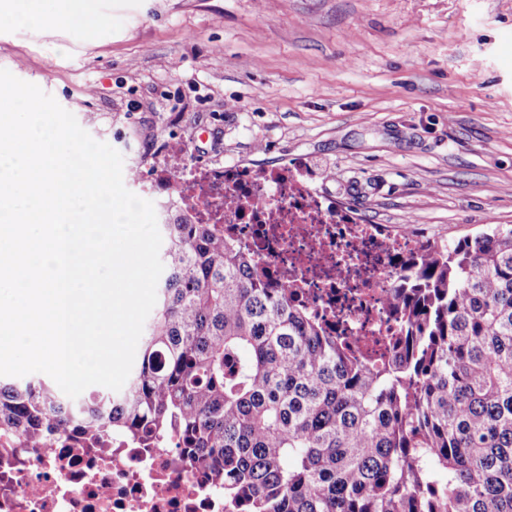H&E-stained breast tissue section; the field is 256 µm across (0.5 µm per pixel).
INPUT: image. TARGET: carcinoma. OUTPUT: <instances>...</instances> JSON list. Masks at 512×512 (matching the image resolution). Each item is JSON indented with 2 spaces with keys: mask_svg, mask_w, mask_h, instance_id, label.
<instances>
[{
  "mask_svg": "<svg viewBox=\"0 0 512 512\" xmlns=\"http://www.w3.org/2000/svg\"><path fill=\"white\" fill-rule=\"evenodd\" d=\"M123 390L0 379V448L187 449L228 512H512V228L398 259L380 361L170 207Z\"/></svg>",
  "mask_w": 512,
  "mask_h": 512,
  "instance_id": "carcinoma-1",
  "label": "carcinoma"
}]
</instances>
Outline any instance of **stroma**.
I'll use <instances>...</instances> for the list:
<instances>
[{
  "label": "stroma",
  "instance_id": "1",
  "mask_svg": "<svg viewBox=\"0 0 512 512\" xmlns=\"http://www.w3.org/2000/svg\"><path fill=\"white\" fill-rule=\"evenodd\" d=\"M0 30V68L125 168L296 165L357 223L453 243L512 226V0H87ZM62 6L63 17L77 31L90 33L96 24L91 10L86 7L84 0H67Z\"/></svg>",
  "mask_w": 512,
  "mask_h": 512
}]
</instances>
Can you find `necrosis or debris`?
Here are the masks:
<instances>
[{"label":"necrosis or debris","mask_w":512,"mask_h":512,"mask_svg":"<svg viewBox=\"0 0 512 512\" xmlns=\"http://www.w3.org/2000/svg\"><path fill=\"white\" fill-rule=\"evenodd\" d=\"M169 156L162 176L137 172L142 194L162 208L155 185L194 224H216L270 270L275 287L297 289L327 324L348 335L384 340L394 328L390 259L414 249L408 234L390 236L337 211L288 164L271 168L191 162ZM0 512H226L223 491L183 460L178 448H29L0 455Z\"/></svg>","instance_id":"4bbe7bcc"}]
</instances>
